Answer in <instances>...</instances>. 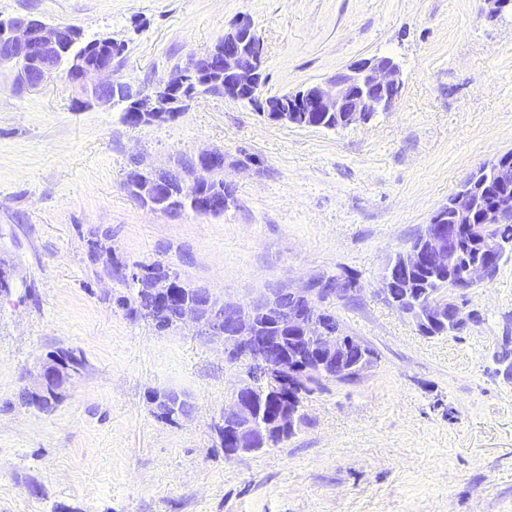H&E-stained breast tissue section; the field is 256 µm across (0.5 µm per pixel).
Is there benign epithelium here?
Returning a JSON list of instances; mask_svg holds the SVG:
<instances>
[{
	"label": "benign epithelium",
	"instance_id": "1",
	"mask_svg": "<svg viewBox=\"0 0 512 512\" xmlns=\"http://www.w3.org/2000/svg\"><path fill=\"white\" fill-rule=\"evenodd\" d=\"M77 27L70 24H50L37 18L17 16L0 19V43L16 77L29 89L42 81L29 71L37 61L41 72L64 69L73 92V104L85 110L94 105L112 103V89L122 87L136 102L140 122L146 125L170 120L183 112L185 102L193 92L172 97L169 82L154 88L135 87L116 76L109 59L93 65L76 60L66 61L63 45ZM255 34L252 20L241 16L224 31V96L239 99L249 92L250 103L268 120L296 124L300 112L345 114L346 125L367 123L376 112H390L397 97L389 95L403 87L402 70L392 57L373 56L361 59L337 72L323 83L311 84L297 95V107L260 97L264 82L263 49L255 43L249 56L239 45ZM203 57L196 56L179 69L183 79L203 75ZM224 167V154L219 150H202L192 155L190 164L179 173V183L191 190L210 183L213 173ZM483 179L474 178L448 202L451 223L442 217L425 225L417 244L401 252L399 266L410 271L424 265L448 276V292L436 301L425 304L418 319L421 331L446 318L460 330L473 315L463 317L459 300L471 288L487 282L491 264L475 261L466 266L461 277L457 272L463 262L459 244L462 228L478 238H485L486 224L473 222L477 195L498 183L512 181V159L497 157L482 167ZM133 278L154 297L156 310L169 306L178 308V318L190 323L200 334L224 346L229 357L259 362L264 366L263 379L252 385L244 381L235 390L231 401L217 423L218 438L229 456L251 453L257 445L295 432L294 419L280 413L264 423L258 422L260 408L276 395L293 396L303 388L305 375L325 373L330 377H358L371 363L364 345L344 336L330 314L319 303L331 295L348 293L333 280L318 279L298 290L277 288L258 299L246 302H223L211 298L207 312L191 300L182 297L172 274L145 278L137 273ZM74 377L71 363L57 355L50 356L40 366L30 397L39 401L46 396L61 398L62 391Z\"/></svg>",
	"mask_w": 512,
	"mask_h": 512
}]
</instances>
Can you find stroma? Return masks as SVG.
<instances>
[{
  "label": "stroma",
  "instance_id": "1",
  "mask_svg": "<svg viewBox=\"0 0 512 512\" xmlns=\"http://www.w3.org/2000/svg\"><path fill=\"white\" fill-rule=\"evenodd\" d=\"M486 0H0L122 44L120 79L151 87L249 16L263 97L363 58L402 67L394 111L337 131L270 122L203 94L175 120L75 110L59 76L19 90L0 69V512H512V259L466 293L475 322L422 335L381 278L480 166L512 151V15ZM224 153L236 204L219 217L142 207L134 166ZM174 265L187 284L248 301L318 278L354 281L324 307L375 352L325 381L276 448L225 457L213 429L246 364L182 325L161 333L116 299L115 266ZM84 366L49 411L20 395L56 349ZM185 392L189 418L154 412Z\"/></svg>",
  "mask_w": 512,
  "mask_h": 512
}]
</instances>
